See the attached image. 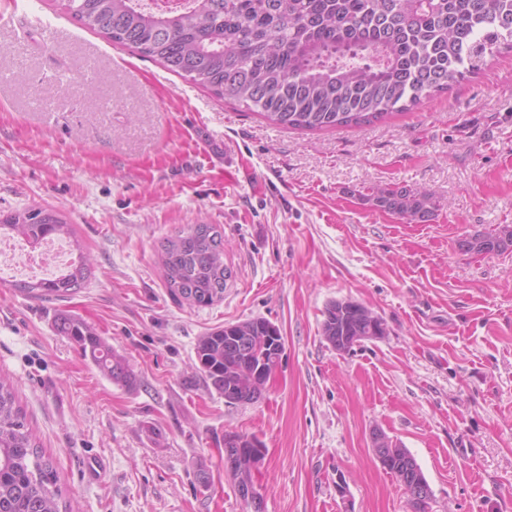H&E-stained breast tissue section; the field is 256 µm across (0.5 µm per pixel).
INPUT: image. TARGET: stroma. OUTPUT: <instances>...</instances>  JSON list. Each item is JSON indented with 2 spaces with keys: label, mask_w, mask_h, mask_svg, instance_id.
Here are the masks:
<instances>
[{
  "label": "stroma",
  "mask_w": 512,
  "mask_h": 512,
  "mask_svg": "<svg viewBox=\"0 0 512 512\" xmlns=\"http://www.w3.org/2000/svg\"><path fill=\"white\" fill-rule=\"evenodd\" d=\"M398 187L432 195L431 220L372 205ZM31 206L65 216L92 274L62 298L0 279V376L77 512H246L228 433L264 448L263 512H413L377 430L420 466L428 512H512V252L457 247L512 226V53L384 121L289 130L60 0H0V212ZM190 224L220 228L233 271L208 307L161 273L162 242ZM334 300L370 307L385 336L336 351ZM62 313L124 355L136 386L57 335ZM257 318L279 329L281 362L259 401L231 405L196 344Z\"/></svg>",
  "instance_id": "obj_1"
}]
</instances>
